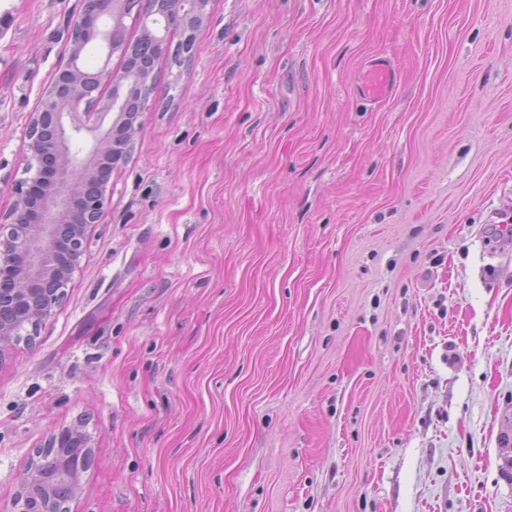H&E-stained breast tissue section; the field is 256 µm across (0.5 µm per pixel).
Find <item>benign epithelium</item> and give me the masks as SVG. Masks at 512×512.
Listing matches in <instances>:
<instances>
[{"instance_id": "7a95c632", "label": "benign epithelium", "mask_w": 512, "mask_h": 512, "mask_svg": "<svg viewBox=\"0 0 512 512\" xmlns=\"http://www.w3.org/2000/svg\"><path fill=\"white\" fill-rule=\"evenodd\" d=\"M127 0H88L84 13L70 32L69 52L54 79L31 113L25 140L30 176L15 188V214L0 224V290L12 289L14 319L0 317V356L10 337L23 334L24 325L36 329L63 300L61 288L74 272L87 225L101 222L107 186L94 182L89 159L119 163L135 131L134 125L114 121L83 158L75 144L83 119L96 104L101 84L122 85L125 70L108 64L88 72L82 56L89 47L105 58L125 53L123 45L106 28L109 16L121 14Z\"/></svg>"}]
</instances>
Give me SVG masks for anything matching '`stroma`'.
I'll use <instances>...</instances> for the list:
<instances>
[{
	"label": "stroma",
	"instance_id": "stroma-1",
	"mask_svg": "<svg viewBox=\"0 0 512 512\" xmlns=\"http://www.w3.org/2000/svg\"><path fill=\"white\" fill-rule=\"evenodd\" d=\"M85 6L0 0L1 216ZM183 39L0 361V512L70 427V512H512V0H210ZM396 82V73L391 65L376 63L369 65L362 78L363 92L374 102L387 98Z\"/></svg>",
	"mask_w": 512,
	"mask_h": 512
}]
</instances>
